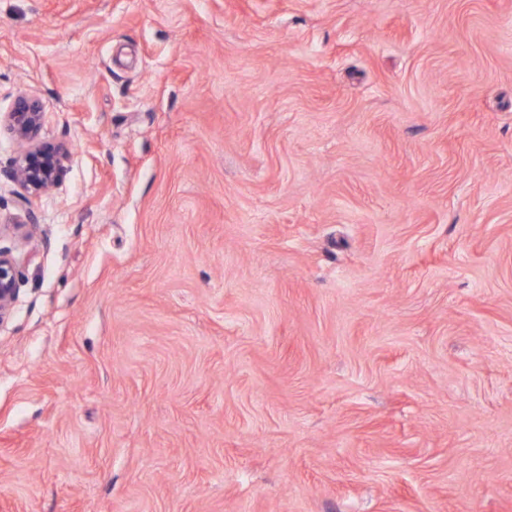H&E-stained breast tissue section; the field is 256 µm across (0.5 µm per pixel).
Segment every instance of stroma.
Returning a JSON list of instances; mask_svg holds the SVG:
<instances>
[{
    "label": "stroma",
    "mask_w": 512,
    "mask_h": 512,
    "mask_svg": "<svg viewBox=\"0 0 512 512\" xmlns=\"http://www.w3.org/2000/svg\"><path fill=\"white\" fill-rule=\"evenodd\" d=\"M0 512H512V0H0ZM4 121L15 137L30 145L11 167L10 180L22 189L26 201L46 193L61 179L69 157L68 149L40 141L43 112L32 97H19ZM21 277L22 272L11 252L0 248V323L12 312Z\"/></svg>",
    "instance_id": "stroma-1"
}]
</instances>
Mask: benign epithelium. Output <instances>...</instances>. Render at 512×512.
<instances>
[{
	"label": "benign epithelium",
	"mask_w": 512,
	"mask_h": 512,
	"mask_svg": "<svg viewBox=\"0 0 512 512\" xmlns=\"http://www.w3.org/2000/svg\"><path fill=\"white\" fill-rule=\"evenodd\" d=\"M42 123L43 112L39 102L28 96L19 97L5 116L10 132L30 145L9 172L10 180L22 189L26 201L58 184L69 157L64 146L40 141ZM21 277L22 272L11 252L0 248V323L12 312Z\"/></svg>",
	"instance_id": "benign-epithelium-1"
}]
</instances>
